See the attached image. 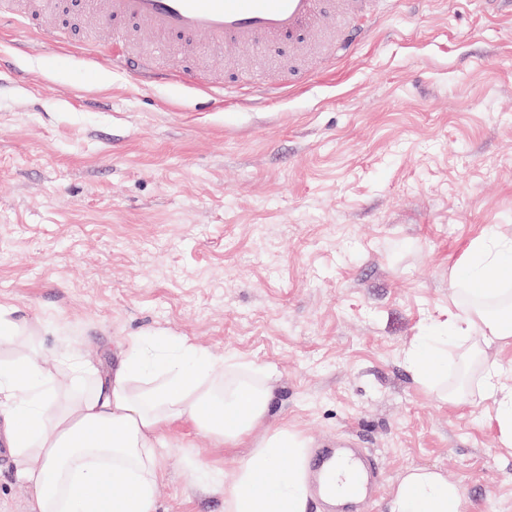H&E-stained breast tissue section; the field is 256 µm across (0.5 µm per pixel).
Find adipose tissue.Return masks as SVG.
<instances>
[{"instance_id": "adipose-tissue-1", "label": "adipose tissue", "mask_w": 512, "mask_h": 512, "mask_svg": "<svg viewBox=\"0 0 512 512\" xmlns=\"http://www.w3.org/2000/svg\"><path fill=\"white\" fill-rule=\"evenodd\" d=\"M470 287L497 284L512 266V241L474 238L467 249ZM482 331L486 345L512 338V322L477 309L451 315L407 355L422 381L445 371L443 344ZM0 312V439L17 480L32 492V512H156L163 462L158 451L180 421L237 446L256 429L264 437L243 458L232 485L204 463L189 469L192 486L224 495L225 512H306L308 477L299 460L306 441L285 427H269L272 392L253 381L251 367L234 358L215 360L190 341L170 336L127 339L116 367H105L70 340L55 361L29 344ZM483 392L496 405L494 419L512 446V387L489 366ZM459 489L437 472L413 470L399 482L393 512H459Z\"/></svg>"}]
</instances>
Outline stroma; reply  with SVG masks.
Returning a JSON list of instances; mask_svg holds the SVG:
<instances>
[{"label": "stroma", "mask_w": 512, "mask_h": 512, "mask_svg": "<svg viewBox=\"0 0 512 512\" xmlns=\"http://www.w3.org/2000/svg\"><path fill=\"white\" fill-rule=\"evenodd\" d=\"M68 49L0 27V310L51 357L68 338L117 364L130 336L188 339L269 372V422L309 448L357 443L392 512L409 471L439 472L460 512H512V447L480 391L512 342L448 346L423 387L406 355L466 307L456 266L482 234L512 240V5L391 0L344 58L280 44L236 71L288 82L265 102L147 85L76 52L97 22L70 13ZM158 512H224L190 486L202 461L232 482L246 448L188 422L161 448Z\"/></svg>", "instance_id": "35a3bbf8"}]
</instances>
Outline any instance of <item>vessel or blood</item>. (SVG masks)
Wrapping results in <instances>:
<instances>
[{
  "mask_svg": "<svg viewBox=\"0 0 512 512\" xmlns=\"http://www.w3.org/2000/svg\"><path fill=\"white\" fill-rule=\"evenodd\" d=\"M65 7L66 0H0V21L26 29L43 11ZM84 9L103 26L133 21L152 34L188 45L203 37L229 53L280 42L304 48L325 18L338 15L343 22L328 44L340 57L368 38L379 16L377 0H85ZM106 51L123 71L160 82L170 79L149 53L132 54L119 44ZM318 460L323 464L322 491L342 499L360 497L377 470L374 461L363 456L353 453L336 459L327 448L320 450Z\"/></svg>",
  "mask_w": 512,
  "mask_h": 512,
  "instance_id": "vessel-or-blood-1",
  "label": "vessel or blood"
}]
</instances>
